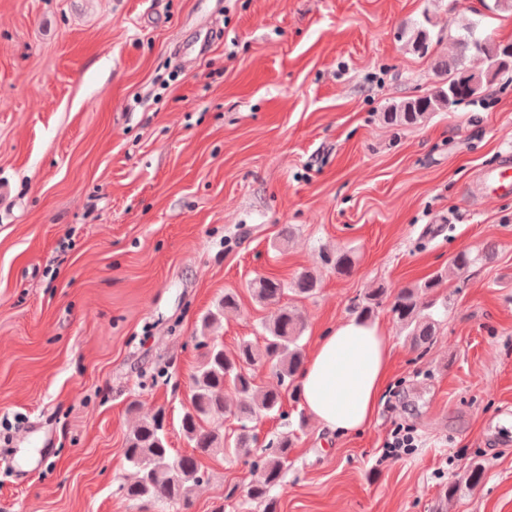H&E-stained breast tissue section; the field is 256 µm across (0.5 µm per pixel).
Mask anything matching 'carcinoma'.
Returning a JSON list of instances; mask_svg holds the SVG:
<instances>
[{"instance_id":"obj_1","label":"carcinoma","mask_w":512,"mask_h":512,"mask_svg":"<svg viewBox=\"0 0 512 512\" xmlns=\"http://www.w3.org/2000/svg\"><path fill=\"white\" fill-rule=\"evenodd\" d=\"M430 19L414 27L407 45L413 52L426 56L430 53L432 37L428 29ZM459 56L452 62L436 64L437 84L423 96L403 100L382 113L383 121L391 126H414L432 112H451L460 103L470 101L488 86L485 79L487 67L493 61L500 64L498 75L512 71V42L480 35L473 26H467L454 36ZM496 246L490 244L484 252L457 253L450 267L458 275L465 274L479 261L492 259ZM321 262L347 275L354 264L350 249L326 252ZM443 280L437 272L421 283L409 284L397 290L372 288L357 305L358 314L371 316L384 300L391 299V311L406 332V338L415 350L428 347L437 334L440 324L435 302H423L422 292H433ZM320 286L318 277L304 271L291 281L259 277L249 283L252 296L263 305L276 309L262 324L263 344L242 341L235 355L230 356L224 346L207 336L218 325L226 312L238 307V295L232 290L224 292L215 309L201 318L202 348L200 360L192 375L193 394L190 407L181 419L183 435L192 443V453L175 455L168 447L163 428V414L157 413L143 419L128 435L124 455L135 469L133 480L123 484L121 491L129 500L161 504L186 503L195 488L202 484L206 472L200 458L224 453L244 455L253 452L254 437L247 423L260 416L282 414V387L290 384L304 363L300 339L305 326L296 309L280 305L281 298L289 291L296 297H309ZM269 368L276 376L274 386L262 389L255 384L254 370ZM243 397L235 415L241 422L239 432L232 438L224 436L223 418L228 410L229 391ZM293 445V432L281 434L252 460L257 477L248 489L251 500L264 505V512H277L278 491L283 489L284 470Z\"/></svg>"}]
</instances>
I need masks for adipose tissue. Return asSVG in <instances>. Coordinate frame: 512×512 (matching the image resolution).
<instances>
[{
	"label": "adipose tissue",
	"instance_id": "ef3b65f1",
	"mask_svg": "<svg viewBox=\"0 0 512 512\" xmlns=\"http://www.w3.org/2000/svg\"><path fill=\"white\" fill-rule=\"evenodd\" d=\"M390 354L379 322L348 317L305 361L297 381L303 407L330 433L363 431L388 387Z\"/></svg>",
	"mask_w": 512,
	"mask_h": 512
}]
</instances>
